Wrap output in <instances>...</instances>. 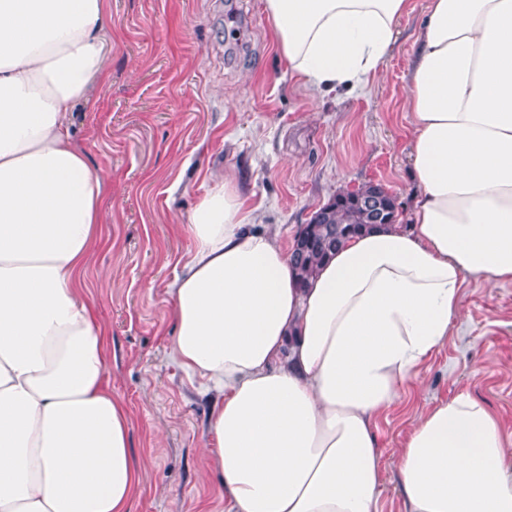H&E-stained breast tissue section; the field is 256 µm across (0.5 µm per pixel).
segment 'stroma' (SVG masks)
Instances as JSON below:
<instances>
[{
    "mask_svg": "<svg viewBox=\"0 0 512 512\" xmlns=\"http://www.w3.org/2000/svg\"><path fill=\"white\" fill-rule=\"evenodd\" d=\"M112 60L73 140L107 191L87 294L108 328L107 375L130 412L131 447L147 459L131 512H227L204 449L214 395L170 357L166 288L191 246L177 229L213 179L232 176L261 228L292 241L337 194L371 184L410 225L411 131L404 103L410 12L365 90L314 99L276 52L263 0H109ZM483 400L512 433V283L470 281L446 346L377 421L379 512H401L395 450L425 405Z\"/></svg>",
    "mask_w": 512,
    "mask_h": 512,
    "instance_id": "obj_1",
    "label": "stroma"
}]
</instances>
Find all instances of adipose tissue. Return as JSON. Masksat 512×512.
<instances>
[{
	"label": "adipose tissue",
	"mask_w": 512,
	"mask_h": 512,
	"mask_svg": "<svg viewBox=\"0 0 512 512\" xmlns=\"http://www.w3.org/2000/svg\"><path fill=\"white\" fill-rule=\"evenodd\" d=\"M315 98L361 90L409 0H264ZM108 0H0V512H130L145 460L83 275L102 179L69 131L109 72ZM405 103L412 224L354 236L298 287L233 178L188 214L171 355L221 394L205 453L228 512H379L376 425L444 347L472 280L512 282V0H429ZM403 512H512V435L462 393L396 451Z\"/></svg>",
	"instance_id": "ef3b65f1"
}]
</instances>
